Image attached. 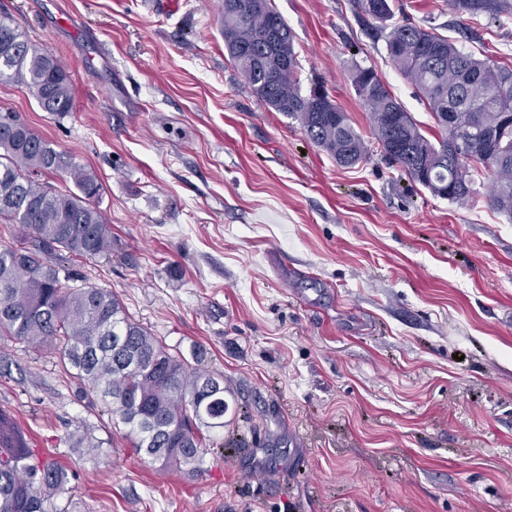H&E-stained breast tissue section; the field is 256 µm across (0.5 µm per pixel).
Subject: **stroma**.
Instances as JSON below:
<instances>
[{"label":"stroma","mask_w":512,"mask_h":512,"mask_svg":"<svg viewBox=\"0 0 512 512\" xmlns=\"http://www.w3.org/2000/svg\"><path fill=\"white\" fill-rule=\"evenodd\" d=\"M411 21L512 61V17L404 0ZM222 0H0L72 76L74 109L14 112L93 171L112 252L51 255L112 291L230 389L191 477L136 454L48 349L0 343V405L69 483L49 512H512V220L432 196L383 157L350 81L372 67L439 130L352 0H273L303 85L371 154L343 168L261 105L224 49ZM85 436L100 447H73Z\"/></svg>","instance_id":"1"}]
</instances>
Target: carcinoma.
<instances>
[{"mask_svg": "<svg viewBox=\"0 0 512 512\" xmlns=\"http://www.w3.org/2000/svg\"><path fill=\"white\" fill-rule=\"evenodd\" d=\"M356 11L388 24L387 55L425 102L441 138L432 142L370 67L355 65L351 84L368 110L381 152L412 181L440 199L465 202L478 194L471 171L489 177L491 207L512 217V67L467 53L456 42L404 16L399 0H353ZM472 19L512 15V0H451ZM224 48L258 102L299 120L308 138L337 165L367 158L368 146L347 113L323 86L303 90L290 28L271 0H224ZM27 87L46 112L73 111L69 72L28 46L0 15V81ZM15 130L0 132V222L20 240L0 247V342L47 346L77 381L80 397L101 399L113 425L127 428L132 447L188 475L224 430L229 404L224 376L200 356L135 322L112 292L74 288L66 268L47 256L65 251L96 258L112 251V232L99 208L102 185L37 131L12 115ZM470 127L498 133L499 151L468 141ZM64 174L62 190L48 177ZM68 483L64 468L40 460L13 411L0 406V512H46Z\"/></svg>", "mask_w": 512, "mask_h": 512, "instance_id": "carcinoma-1", "label": "carcinoma"}]
</instances>
